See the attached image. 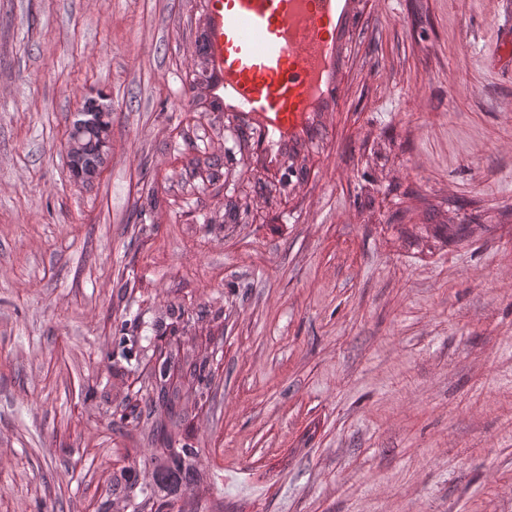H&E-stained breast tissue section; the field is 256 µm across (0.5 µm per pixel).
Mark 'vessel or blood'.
Returning <instances> with one entry per match:
<instances>
[{"mask_svg": "<svg viewBox=\"0 0 512 512\" xmlns=\"http://www.w3.org/2000/svg\"><path fill=\"white\" fill-rule=\"evenodd\" d=\"M354 0H206L202 48L208 77L187 98L256 130L255 163L278 167L336 111L341 48Z\"/></svg>", "mask_w": 512, "mask_h": 512, "instance_id": "b4317fda", "label": "vessel or blood"}]
</instances>
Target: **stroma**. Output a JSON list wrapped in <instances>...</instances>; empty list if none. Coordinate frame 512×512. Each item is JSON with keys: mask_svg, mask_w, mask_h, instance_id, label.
<instances>
[{"mask_svg": "<svg viewBox=\"0 0 512 512\" xmlns=\"http://www.w3.org/2000/svg\"><path fill=\"white\" fill-rule=\"evenodd\" d=\"M202 2L0 0V512H92L149 456L109 424L138 388L112 338L178 306L217 350L180 403L197 512H512V0H357L342 105L253 224L223 113L185 104ZM84 150L82 154L83 169L92 171H102L107 159L106 152L101 146V141L97 134L85 130L82 134ZM65 150L68 160H70L72 164L75 165L74 169L77 173L75 180L79 183H84L85 185L93 184L94 181H96V179L99 177V174H88L84 172L80 166H78V160L82 153V145L79 138L74 136L67 139Z\"/></svg>", "mask_w": 512, "mask_h": 512, "instance_id": "35a3bbf8", "label": "stroma"}]
</instances>
